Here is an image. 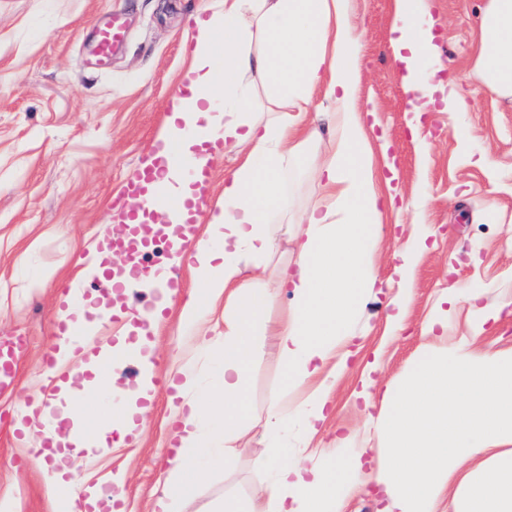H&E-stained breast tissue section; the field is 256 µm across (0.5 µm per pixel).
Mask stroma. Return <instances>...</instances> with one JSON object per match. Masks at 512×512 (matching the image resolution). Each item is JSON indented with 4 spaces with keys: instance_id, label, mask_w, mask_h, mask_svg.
<instances>
[{
    "instance_id": "1",
    "label": "stroma",
    "mask_w": 512,
    "mask_h": 512,
    "mask_svg": "<svg viewBox=\"0 0 512 512\" xmlns=\"http://www.w3.org/2000/svg\"><path fill=\"white\" fill-rule=\"evenodd\" d=\"M439 78L455 76L460 120L433 110L418 133L394 59V0H351L361 34V112H374L392 144L400 194L381 218L379 285L357 316L354 340L366 360H378L384 381L396 380L420 359L423 323L447 294H455L448 340L466 337L475 314L465 300L482 292L499 309L480 344L512 349V96L482 82L476 69L477 23L486 0H430ZM220 0H0V337L21 342L16 384L0 390V501L12 512H53L41 473L28 456L15 418L35 395L50 396L43 356L56 335L61 296L74 281L99 229L123 198L129 177L146 161L169 114L167 92L190 63L188 32L203 9ZM120 16L126 37L106 62L92 52L95 18ZM311 152L286 175L290 213L316 195ZM427 247L402 280L401 251L414 233ZM183 291L173 296L153 337L157 377L176 369L193 343L180 314L193 287L182 269ZM410 286L407 325L394 331L390 300ZM249 395L251 422L261 429L282 385V369L268 336L256 339ZM362 364H351L332 391L333 413L321 433L330 460L345 458L337 430L363 428L351 399ZM158 390L143 442L99 450L78 480L91 486L122 481L124 512H148L169 479ZM267 478L241 455L228 470L206 473L176 512H210L224 494L250 495Z\"/></svg>"
}]
</instances>
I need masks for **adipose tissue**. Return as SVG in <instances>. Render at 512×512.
Segmentation results:
<instances>
[{
	"mask_svg": "<svg viewBox=\"0 0 512 512\" xmlns=\"http://www.w3.org/2000/svg\"><path fill=\"white\" fill-rule=\"evenodd\" d=\"M349 5L350 0H224L223 12L195 19L192 64L181 79L185 93L172 100L158 138L179 141L192 161L207 162L224 146L240 158L238 168L225 174L220 197L201 214L190 256L170 258L174 265L188 262L208 302H223L224 338L210 336L197 297L189 296L181 318L194 328L215 371L206 386L192 362L166 376L168 438L177 454L169 461L173 479L149 512H173L206 471L245 450L254 467L272 477L250 499L225 495L217 512H261L264 503L273 512H343L370 483L381 494V512H512V350L475 348V339L497 316L477 293L468 297L477 308L468 338L447 345L449 313L440 309L422 330L429 342L420 362L396 383L380 386L377 362L368 363L353 397L371 412L376 460L361 448L339 464L310 465L289 459L282 441L294 413L306 438L323 430L332 390L351 356L350 322L377 284L373 258L383 194L372 166V131L357 105L361 62L354 47L360 34L349 21ZM433 24L428 0H397L392 45L414 113L426 111L425 99L434 91L426 80L437 53ZM477 67L488 86L512 94V0H488L479 23ZM251 73L263 78L284 111L265 118L246 111L243 78ZM320 92L336 105L330 115L333 149L314 161L320 199L297 215L293 258L276 278L243 279V257L269 259L279 250L267 221L286 203L285 165L315 137L306 118ZM282 297L290 310L275 336L284 386L268 406L266 437L255 447L247 438L253 336L270 304ZM121 318L114 351L134 353L141 361L135 383L121 384L115 376L91 385L81 371H65L62 363L77 346L64 341L61 363L50 372L56 393L22 412L31 425L43 427L31 447L53 459L41 473L54 512H117L113 497L78 482L75 470L111 446V432L137 441L144 435L146 404L157 392L149 335L161 313L153 311L143 325L128 312ZM300 391L305 400L291 406L290 396ZM111 392L121 401L114 429L75 434L69 423L84 417L86 401Z\"/></svg>",
	"mask_w": 512,
	"mask_h": 512,
	"instance_id": "adipose-tissue-1",
	"label": "adipose tissue"
}]
</instances>
